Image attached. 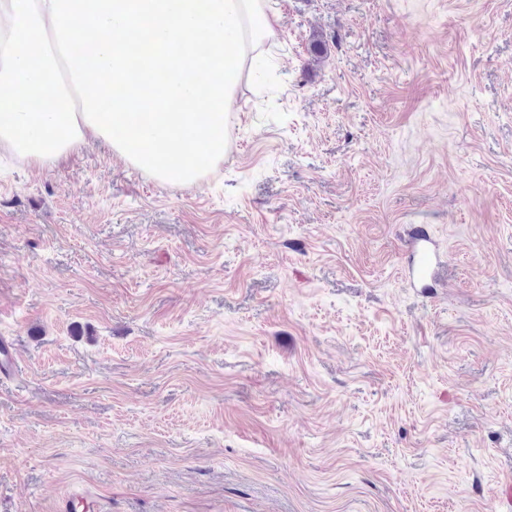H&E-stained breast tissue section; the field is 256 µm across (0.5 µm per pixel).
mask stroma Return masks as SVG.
<instances>
[{
    "instance_id": "obj_1",
    "label": "stroma",
    "mask_w": 512,
    "mask_h": 512,
    "mask_svg": "<svg viewBox=\"0 0 512 512\" xmlns=\"http://www.w3.org/2000/svg\"><path fill=\"white\" fill-rule=\"evenodd\" d=\"M275 2L199 183L0 144V512H502L512 0ZM80 507L83 512H93L96 502L89 494L78 488L57 502L56 512H75Z\"/></svg>"
}]
</instances>
